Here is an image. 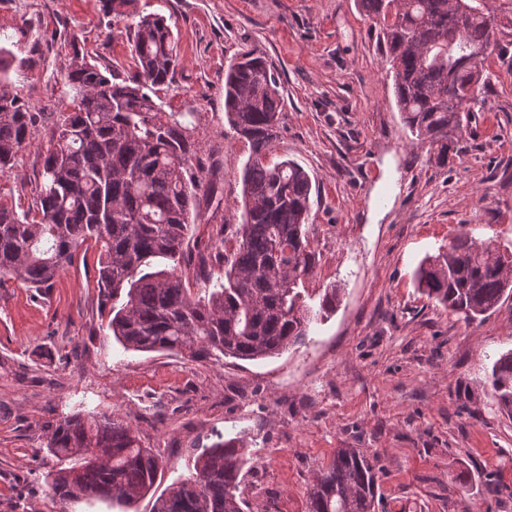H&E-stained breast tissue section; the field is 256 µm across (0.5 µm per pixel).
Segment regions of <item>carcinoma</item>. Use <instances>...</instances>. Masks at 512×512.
Returning a JSON list of instances; mask_svg holds the SVG:
<instances>
[{"mask_svg":"<svg viewBox=\"0 0 512 512\" xmlns=\"http://www.w3.org/2000/svg\"><path fill=\"white\" fill-rule=\"evenodd\" d=\"M133 0H101L106 15L128 20L135 72L106 76L77 60L67 74L75 91L48 129L36 186V217L0 205V286L17 280L44 291L92 240L99 246L107 328L125 351L181 354L195 362L278 356L308 339L312 324L336 310L341 289L306 302L304 284L318 253L310 236L308 172L270 161L280 133L282 98L267 61L244 51L224 73V112L235 137L249 146L242 173L241 223L225 224L212 248L193 261L192 211L200 201L220 210L217 171L192 172L198 144L179 112H166L152 94L177 67L175 38L163 18L131 16ZM380 25L396 104L418 144L448 149L475 108L483 107V63L503 47L504 20L474 0H360ZM0 46V173L11 172L37 116L4 87L11 68ZM224 267L214 277L207 266ZM194 268L199 291L184 270ZM418 288L467 321L495 311L512 292V251L496 253L468 233L448 250L426 257ZM498 403L512 414V350L492 365ZM45 480L59 502L85 498L130 503L149 492L161 456L145 448L128 423L80 410L46 425ZM246 461L238 437L218 436L201 449L195 473L175 479L154 512H244ZM376 477L370 460L340 448L308 490V512H373Z\"/></svg>","mask_w":512,"mask_h":512,"instance_id":"obj_1","label":"carcinoma"}]
</instances>
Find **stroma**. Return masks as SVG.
<instances>
[{
    "label": "stroma",
    "instance_id": "35a3bbf8",
    "mask_svg": "<svg viewBox=\"0 0 512 512\" xmlns=\"http://www.w3.org/2000/svg\"><path fill=\"white\" fill-rule=\"evenodd\" d=\"M171 27L178 65L156 101L196 115L198 165L218 166L224 206H201L192 242L237 223L249 147L224 114V69L264 56L283 98L273 161L312 180L320 254L310 292L341 302L310 338L274 358L199 363L127 352L104 330L98 249H79L44 293L0 287V512H153L217 434L241 437L246 512H307V489L337 449L373 458L374 512H512V416L491 387L512 349V297L471 322L423 295L415 271L460 232L512 248V48L485 62V104L438 166L409 142L380 30L359 0H134ZM15 63L8 90L38 114L0 201L34 206L46 128L71 102L73 54L102 72L133 66L125 22L100 0H0ZM137 430L165 462L132 505L60 503L44 479L45 426L76 409Z\"/></svg>",
    "mask_w": 512,
    "mask_h": 512
}]
</instances>
